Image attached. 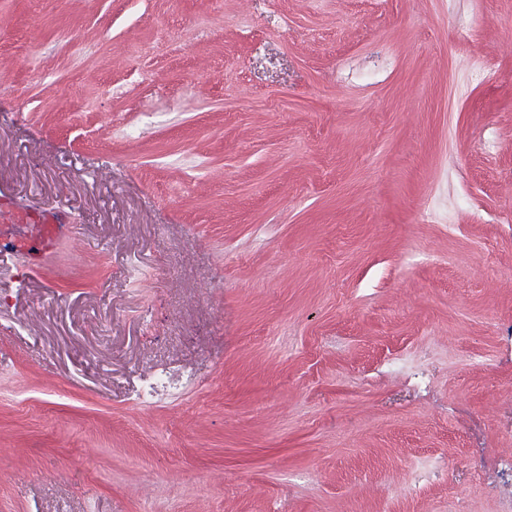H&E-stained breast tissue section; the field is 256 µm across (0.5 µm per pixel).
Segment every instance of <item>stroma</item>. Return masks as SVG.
Segmentation results:
<instances>
[{
	"instance_id": "stroma-1",
	"label": "stroma",
	"mask_w": 512,
	"mask_h": 512,
	"mask_svg": "<svg viewBox=\"0 0 512 512\" xmlns=\"http://www.w3.org/2000/svg\"><path fill=\"white\" fill-rule=\"evenodd\" d=\"M1 200L0 512H500L512 0H0ZM0 249L29 256L38 265L63 237H76L77 228L64 213L28 205L4 203L0 209Z\"/></svg>"
}]
</instances>
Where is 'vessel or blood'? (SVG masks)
<instances>
[{
	"label": "vessel or blood",
	"mask_w": 512,
	"mask_h": 512,
	"mask_svg": "<svg viewBox=\"0 0 512 512\" xmlns=\"http://www.w3.org/2000/svg\"><path fill=\"white\" fill-rule=\"evenodd\" d=\"M77 234L64 213L7 202L0 205V249L39 260Z\"/></svg>",
	"instance_id": "1"
}]
</instances>
